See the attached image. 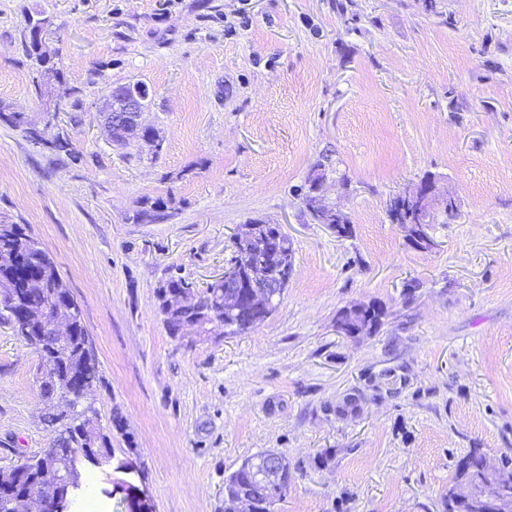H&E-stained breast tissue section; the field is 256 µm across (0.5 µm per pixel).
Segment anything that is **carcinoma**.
Listing matches in <instances>:
<instances>
[{
	"label": "carcinoma",
	"mask_w": 512,
	"mask_h": 512,
	"mask_svg": "<svg viewBox=\"0 0 512 512\" xmlns=\"http://www.w3.org/2000/svg\"><path fill=\"white\" fill-rule=\"evenodd\" d=\"M27 56L41 76H52L62 82V73L45 58L32 39L25 42ZM29 138L58 151H69V143L61 138L48 140L39 132L27 130ZM167 202L162 198L142 202L133 212L134 223H152L162 218ZM13 238L0 240V251L8 248L16 262L0 268V276L11 278L14 289L0 294V322L11 326L16 336L34 348L47 362L48 368L38 379L41 396L46 404L42 423L49 432L48 447L26 457L10 468H0V487L10 486L31 494L44 488H56V467L66 462L75 477L88 466V448L83 439L84 428L96 430L98 450L104 465L112 462V431L104 430L98 412L90 400L91 392L102 383L98 361L89 333L82 318L74 319L67 339L57 336L49 324L48 309L54 287L60 281L55 263L41 243L28 235L19 224L13 225ZM189 283L182 277H170L157 289L158 310L170 331L183 324L197 323L201 335L208 333V321L224 323V334L234 336L242 330L224 316V283L209 284L205 297L208 310L190 297ZM386 316L382 305H357L339 312L338 323L344 335L354 337L377 330ZM463 481L461 469H455L453 487L448 490V512H468L455 488Z\"/></svg>",
	"instance_id": "obj_1"
}]
</instances>
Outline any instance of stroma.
<instances>
[{
    "label": "stroma",
    "mask_w": 512,
    "mask_h": 512,
    "mask_svg": "<svg viewBox=\"0 0 512 512\" xmlns=\"http://www.w3.org/2000/svg\"><path fill=\"white\" fill-rule=\"evenodd\" d=\"M32 16L51 20L63 83L33 81ZM134 82L156 155L101 125ZM0 103L38 127L54 111L46 136L70 144L0 121V220L53 258L103 376L90 398L124 422L127 470H94L74 512H126L131 483L153 512H224L225 476L268 449L293 475L274 512H448L470 448L512 452V0H0ZM321 160L350 236L303 207ZM427 174L458 216L422 251L387 203ZM158 197L166 218L133 223ZM256 221L293 243L275 311L236 336H170L160 284L204 290ZM372 302L380 328L337 332ZM43 367L0 323V467L49 443ZM349 395L359 411L338 413Z\"/></svg>",
    "instance_id": "1"
}]
</instances>
